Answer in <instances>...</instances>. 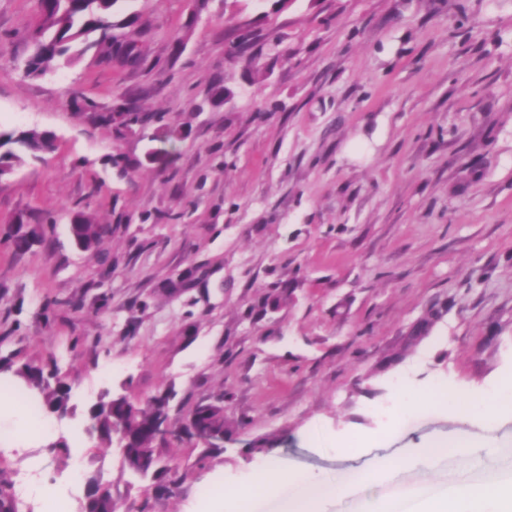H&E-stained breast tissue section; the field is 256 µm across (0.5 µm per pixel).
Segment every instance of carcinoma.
<instances>
[{"instance_id":"carcinoma-1","label":"carcinoma","mask_w":512,"mask_h":512,"mask_svg":"<svg viewBox=\"0 0 512 512\" xmlns=\"http://www.w3.org/2000/svg\"><path fill=\"white\" fill-rule=\"evenodd\" d=\"M119 0H36L39 22L30 34L34 54L25 62V73L29 76H43L54 69L60 61L73 64L91 50L115 59L123 66H139L144 63L137 42L113 37L105 44L93 34L112 30L113 7ZM253 39L240 36L232 44L229 54L233 57L251 56ZM97 117L111 124L117 133L132 129L137 124L147 125L163 119V115L144 112L134 102L124 100L112 105L107 112H97ZM55 137L46 131L28 130L19 133L0 131V176L12 172L14 165L25 157L36 159L43 148L54 147ZM70 231L84 249L96 252L102 237L99 225L82 213L75 214ZM23 382L39 387L43 405L47 410L68 411L69 388L60 376L56 362L51 365L26 363L16 370ZM170 396L162 393L147 402L145 408H138L127 398H111L102 401L91 410L92 429L103 441L112 439V424L121 422L130 436L127 459L124 463L134 472L152 476L158 480L172 472V468L160 465L157 448L153 442L159 438L153 426L158 421H170ZM224 396L215 401L200 404L195 414L202 430L210 438V446L203 448L198 462L202 463L221 451L220 443L231 440L239 428L245 425L240 419L231 422L224 418ZM86 512H115L112 497L90 494Z\"/></svg>"}]
</instances>
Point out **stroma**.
I'll list each match as a JSON object with an SVG mask.
<instances>
[{"label": "stroma", "instance_id": "35a3bbf8", "mask_svg": "<svg viewBox=\"0 0 512 512\" xmlns=\"http://www.w3.org/2000/svg\"><path fill=\"white\" fill-rule=\"evenodd\" d=\"M112 20L143 66L90 52L31 77L36 2L0 0V128L56 137L0 177V478L26 467L59 492L79 457L73 512L92 488L115 512H202L216 479L264 462L250 440L348 479L358 460L326 441L379 434L366 456H400L484 434L437 408L398 424L389 407L401 381L467 394L512 375V0H118ZM247 30L261 50L228 57ZM218 80L233 99L204 106ZM126 97L181 127L174 154L149 156L164 123L119 135L85 110ZM75 211L104 228L98 254L76 247ZM30 361L57 362L70 400L26 442L12 401ZM168 390L173 426L219 396L247 425L203 466L199 443L167 436L163 487L89 433L88 410ZM494 434L510 455L405 470L382 494L512 475V416Z\"/></svg>", "mask_w": 512, "mask_h": 512}]
</instances>
